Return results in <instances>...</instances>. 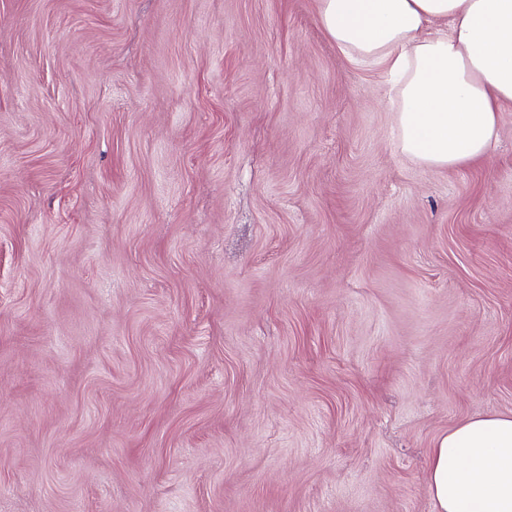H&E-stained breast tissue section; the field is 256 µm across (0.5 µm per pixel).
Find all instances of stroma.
<instances>
[{
	"label": "stroma",
	"mask_w": 512,
	"mask_h": 512,
	"mask_svg": "<svg viewBox=\"0 0 512 512\" xmlns=\"http://www.w3.org/2000/svg\"><path fill=\"white\" fill-rule=\"evenodd\" d=\"M318 0H0V512H435L512 414V104L405 155Z\"/></svg>",
	"instance_id": "1"
}]
</instances>
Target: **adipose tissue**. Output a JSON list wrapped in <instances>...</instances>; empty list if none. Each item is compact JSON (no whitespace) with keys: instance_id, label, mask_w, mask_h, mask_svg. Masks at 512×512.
<instances>
[{"instance_id":"obj_1","label":"adipose tissue","mask_w":512,"mask_h":512,"mask_svg":"<svg viewBox=\"0 0 512 512\" xmlns=\"http://www.w3.org/2000/svg\"><path fill=\"white\" fill-rule=\"evenodd\" d=\"M326 35L381 65L399 95L402 151L435 168L485 158L512 103V0H318ZM435 512H512V415L468 418L433 448Z\"/></svg>"}]
</instances>
